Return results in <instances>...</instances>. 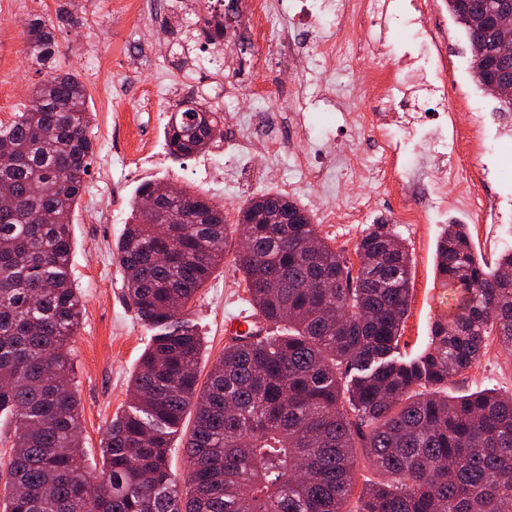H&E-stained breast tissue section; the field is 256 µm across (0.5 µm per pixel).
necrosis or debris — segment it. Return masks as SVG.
<instances>
[{"mask_svg":"<svg viewBox=\"0 0 512 512\" xmlns=\"http://www.w3.org/2000/svg\"><path fill=\"white\" fill-rule=\"evenodd\" d=\"M390 0H324L316 22L326 35L316 45L315 53L323 60L336 56L351 59L361 55L373 56V70L359 75L362 86L376 88L367 111L348 116L350 125L361 135L377 141L376 159L368 164L348 155L339 161H316L303 148L295 154L308 172L310 182L317 187L353 179L368 186L369 191L356 201L345 205L342 213L322 210L326 224L343 219L347 224L361 223L375 209L382 196L394 195L397 205L394 217L400 224H422L430 212L448 204V186L431 187L427 196H420L419 186L426 174L401 164L406 145L435 160L453 157L459 149L457 140L448 136V76L444 59L447 38L443 31L430 29L413 35L420 46V73L429 88L421 99L407 97L399 79L400 61L383 37L389 16ZM278 10L273 0H245L242 14L237 18V32L256 43L258 56L253 67H260L263 57L273 55L281 62L299 55L294 28L274 27L272 19Z\"/></svg>","mask_w":512,"mask_h":512,"instance_id":"1","label":"necrosis or debris"}]
</instances>
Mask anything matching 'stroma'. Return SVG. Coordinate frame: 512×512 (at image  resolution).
<instances>
[{"label":"stroma","instance_id":"1","mask_svg":"<svg viewBox=\"0 0 512 512\" xmlns=\"http://www.w3.org/2000/svg\"><path fill=\"white\" fill-rule=\"evenodd\" d=\"M154 2L152 13L141 14L137 0H0V123H10L23 111L31 89L45 77L26 36L29 22L35 19L54 24L57 67L78 73L94 115L95 154L74 208L71 231L70 270L82 298L83 316L69 347L83 452L87 466L96 471L101 468L105 429L127 406L128 382L151 336L124 297V275L112 254L125 224L132 221L130 201L137 187L150 180L173 183L219 206L229 199L238 207L268 190L286 191L314 211L321 202L288 152L271 158L223 154L213 143L203 156L174 159L165 144V118L182 99L192 98L220 112L224 137L234 140L255 123L254 116L238 109L245 92L243 80L248 77L268 92L258 112L265 122L278 124L287 141H298L309 115L328 108L333 112L331 125L310 137L318 159L345 153L369 157L375 152L372 142L347 122L348 112L362 108L363 91L352 76H338L341 62H329L333 74L323 95L307 84L304 62L284 67L273 59L250 70L255 46L236 38L230 47L238 68L225 71L224 92L217 98L185 81L189 62L211 52L190 23L197 12L195 0ZM65 12L70 13V21L62 20ZM434 17L448 25V80L456 96L470 104L469 109L449 113V126L465 128L478 116L492 137L512 144V124L502 125L499 102L471 76L466 32L449 13L445 0H437ZM292 92L303 98L296 120L277 109ZM145 145L154 149L155 160L142 165L138 156ZM466 193L465 186L449 183L447 211L431 213L425 224L396 226L412 266L409 310L399 342L403 357L423 352L434 323L450 318L456 310L460 293L443 286L435 264L436 242L445 225L453 221L467 225L475 253L486 262H494L504 249L512 248V213L498 224L478 223L475 213L462 203ZM391 222V204L385 200L367 214L364 223L322 224L318 231L333 249L352 260L367 225ZM236 250V244H229L223 264L186 307L203 338L200 372L204 375L224 352L225 321L249 307L245 284L235 269ZM485 390L512 394V356L504 355L495 340L478 363L448 384L449 395L456 397Z\"/></svg>","mask_w":512,"mask_h":512}]
</instances>
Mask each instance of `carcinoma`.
Masks as SVG:
<instances>
[{
	"instance_id": "carcinoma-1",
	"label": "carcinoma",
	"mask_w": 512,
	"mask_h": 512,
	"mask_svg": "<svg viewBox=\"0 0 512 512\" xmlns=\"http://www.w3.org/2000/svg\"><path fill=\"white\" fill-rule=\"evenodd\" d=\"M512 0H448L488 90L512 78V45L492 39L497 11ZM36 60L51 69L57 45L47 24H29ZM85 86L60 73L37 84L29 105L0 125V415L15 426L3 512H512V394L448 396L497 338L512 353V249L494 264L475 255L467 225L445 226L436 243L443 285L462 289L458 312L435 322L426 353L395 356L410 302L408 247L390 224H372L355 247L358 265L320 238L312 214L266 192L237 210L244 229L235 265L263 335L224 346L204 387L203 343L183 314L224 263V208L172 188L164 211L144 219L137 189L132 222L116 244L126 296L152 331L129 390L108 424L102 474L86 471L69 341L81 317L68 267L72 211L93 156ZM222 132L217 113L181 108L165 128L176 159ZM301 224H266L265 205ZM185 484L168 451L187 411ZM380 478L352 502L359 461Z\"/></svg>"
}]
</instances>
